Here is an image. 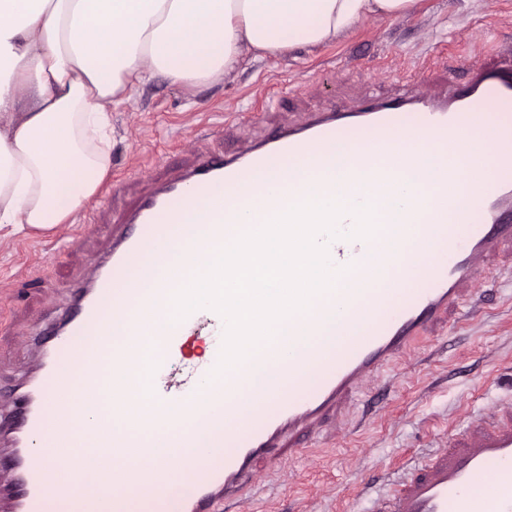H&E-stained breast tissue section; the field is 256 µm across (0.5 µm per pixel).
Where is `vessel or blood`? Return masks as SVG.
I'll use <instances>...</instances> for the list:
<instances>
[{
    "mask_svg": "<svg viewBox=\"0 0 512 512\" xmlns=\"http://www.w3.org/2000/svg\"><path fill=\"white\" fill-rule=\"evenodd\" d=\"M478 55L467 68L465 88H458L456 68L451 65L443 70L446 95L421 94L420 85L429 81L432 71L419 69L405 81V93L394 98L363 103L351 112L311 113L276 137L255 142L231 157L197 150L186 168L140 197L113 226L111 249L97 262L92 280L78 282L72 289L68 308L55 317L50 332L35 330L22 338L24 346L35 351V377L22 401L0 406V424L10 435L11 479L0 495L8 512H46L62 500L65 486L45 479L38 448L52 401L70 393L73 381H80L82 387L78 435L93 447L127 445L120 420L96 404L104 351L99 339L121 330V339L114 342L113 367L123 368L130 359L126 337L138 335L147 324L136 310L146 287L131 281L117 291L113 285L123 280L136 260L151 268L157 286L172 279L165 266L170 256L186 264L208 265L216 244L224 240L225 225L237 223L243 213L242 206L205 209L197 212L195 223L188 224L181 202L191 197L222 202L225 192L231 191L244 204L253 203V195L245 190L248 178L265 177L269 189L286 182L305 184L309 180L302 170L281 169L275 162L312 155L319 170L312 180L315 190L321 196L332 195L334 184L326 173L336 162L329 146L341 136L389 139L406 113L430 139L450 140L462 115L476 102L512 97V41L494 40L480 46ZM360 150L361 159L351 166L368 172L375 198L406 200L415 185L428 192L427 201L415 204L407 223L399 225L396 237H389L382 224L371 238L337 239L328 245L333 267L358 262L364 269L357 292L341 291L334 301L342 329H360V336L334 355L320 344L282 346L265 387L239 384L218 407L205 397V379L219 360L224 320L214 310L201 308L178 321L165 340L168 356L182 355L185 337L199 323L209 324L215 335L201 366L177 382L159 381L161 399L192 405V424L172 434L170 442L153 445L151 453L164 460V468L93 477V484H111L112 512H128L127 491L133 485L145 491L140 512H218L224 504L246 502L258 487L257 463L278 467L292 454L291 441L298 432L317 431L363 383L450 327L452 313L474 301L486 285L491 264L506 255L512 259V152L474 148L472 166L490 164L498 175L479 194L460 229L450 224L449 216L470 179L458 176L454 159L418 155L408 163L389 151H371L365 142ZM393 250L412 260L431 255L424 284L410 288L404 280L378 274V266ZM312 370L317 379L309 389L280 391V381ZM202 441L216 448L226 443L230 450L218 465L199 468L184 494H171L180 462L169 454V446L192 448ZM363 512H512V400L449 432L439 449L402 468L386 491L369 499Z\"/></svg>",
    "mask_w": 512,
    "mask_h": 512,
    "instance_id": "obj_1",
    "label": "vessel or blood"
}]
</instances>
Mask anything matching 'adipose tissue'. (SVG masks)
Listing matches in <instances>:
<instances>
[{"mask_svg":"<svg viewBox=\"0 0 512 512\" xmlns=\"http://www.w3.org/2000/svg\"><path fill=\"white\" fill-rule=\"evenodd\" d=\"M417 0H0V229L68 223L110 170L112 105L163 74L198 86L260 58L336 43ZM468 135L512 136V99Z\"/></svg>","mask_w":512,"mask_h":512,"instance_id":"1","label":"adipose tissue"}]
</instances>
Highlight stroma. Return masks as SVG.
Listing matches in <instances>:
<instances>
[{"label": "stroma", "instance_id": "35a3bbf8", "mask_svg": "<svg viewBox=\"0 0 512 512\" xmlns=\"http://www.w3.org/2000/svg\"><path fill=\"white\" fill-rule=\"evenodd\" d=\"M512 40V0H420L415 11L367 19L342 40L264 60L245 59L230 77L196 87L155 75L112 107V166L76 213L89 225L64 254L69 226L0 239V398L22 382L20 343L52 318L91 259L108 252L111 229L136 198L184 168L198 148L233 155L299 120L397 95L399 78L426 59L472 58L478 42ZM387 390L375 380L349 395L317 436L303 433L281 474L264 476L255 497L223 512H357L358 498L440 437L512 391V279L501 277L453 317L433 347L392 365Z\"/></svg>", "mask_w": 512, "mask_h": 512}]
</instances>
